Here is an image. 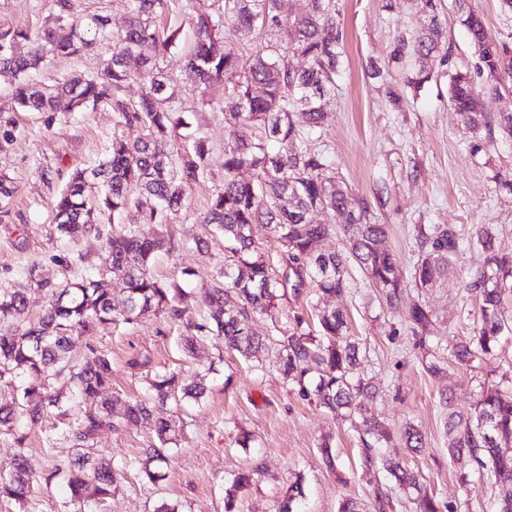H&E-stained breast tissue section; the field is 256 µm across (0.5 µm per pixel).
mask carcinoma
<instances>
[{
	"label": "carcinoma",
	"mask_w": 512,
	"mask_h": 512,
	"mask_svg": "<svg viewBox=\"0 0 512 512\" xmlns=\"http://www.w3.org/2000/svg\"><path fill=\"white\" fill-rule=\"evenodd\" d=\"M454 4L483 69L495 86L511 85L512 56L507 46L488 36L482 18L467 0ZM55 5L54 21L35 37L23 30H0V72L17 78L13 98L18 108L71 113L107 102L124 123L139 124L142 133L131 140L115 129L105 160L90 172L75 171L56 200L54 223L61 235L99 242V277H83L60 288L41 279L32 267L26 283L0 288V385L8 390L0 393V433L12 436L17 447L12 460L0 465V498L22 505L33 483L50 486L61 479L68 489L63 512H92L118 489L115 474L122 469L133 467L152 484L164 479L163 469L186 424L157 417L155 410L200 402L208 390L207 374L184 378L175 372H157L147 378L144 395L123 401L121 417L116 419L113 410L120 397L112 394L111 355L89 343L78 347L79 338L100 325L131 324L155 316L185 327L182 347L188 353L198 342L212 338L220 350L236 351L259 367L272 362L300 399L351 421L363 446L362 465L370 471L382 464L408 491L413 512H442V505L423 491L419 472L392 459L380 460L375 453L390 444L391 433L368 406L379 388L357 372L362 348L343 311L322 310L315 332L299 315L288 328L279 325L278 301L285 290L297 297L309 284L319 302L343 295L353 284L350 268L355 266L379 289L387 305H404L422 365L435 377L443 373V367L431 360L440 338L422 294L454 272L460 251L457 233L446 224L419 229L412 276L417 294L408 292L399 257L382 245L385 225L372 221L366 206H351L348 188L330 173L328 156L304 145L328 120L324 99L342 57L334 0H312L307 11L297 13L286 25L280 17L281 0H223L218 19L197 15L178 82L159 66L169 47L181 42V28L160 33L154 26L167 0H128L126 25L112 36L111 57L104 68L94 77L52 76L49 89L40 95L30 74L50 71L59 56L97 50L108 25L102 15L97 22L72 16L69 0H55ZM426 6L428 22L410 40L399 41L396 49L398 59L409 55L408 83L413 85L428 81L429 60L441 45L436 5L426 0ZM256 30L267 37L268 52L256 54L245 65L230 37L244 39ZM291 53L303 57L305 66L290 64ZM132 58L139 65L136 73L128 68ZM134 79L142 82L143 90L130 102L122 91ZM181 83L196 90L210 109L224 112L227 128L224 185L212 195L203 222L224 235L230 262L213 275V285L198 293L184 286V278L195 275L193 270L167 280L150 273L159 252L184 246L168 224L183 209L187 188L205 173L209 154L208 144L199 138L193 144L194 159L178 169L156 147L159 140L178 137L189 125L175 106ZM448 97L471 129L496 130L512 139V113L494 116L477 109L468 73L450 76ZM240 122L253 124L258 136L236 137ZM247 171L252 172L249 178L244 176ZM133 211L150 224L165 225V231L152 238L142 236L126 223ZM320 212L331 221L316 222L315 214ZM103 215L116 225L106 235L99 224ZM255 224L266 225L282 245L287 275L277 274L254 245ZM336 230L344 236V249L318 251L319 242ZM470 245L486 254L483 269L465 283L480 301V316L472 334L452 345V356L458 365L481 372L505 335L512 333V317L504 314L502 305L504 295L512 292V253L499 250L490 227L481 228ZM114 280L120 284L117 291L110 287ZM32 288L45 289L51 297L40 319L26 322L20 314ZM199 305L206 308V315L196 322L192 309ZM256 316L270 321L267 333L252 329ZM492 374L488 370L479 377L484 389L466 414L451 409L450 394H441L448 407V452L468 456L479 475L502 488L494 512H512V389L501 388L491 380ZM61 377L69 388L55 387ZM50 413L74 419L63 436L72 452L35 475L28 469L27 434L21 427H35ZM150 419L157 443L144 449L135 462L91 451L100 431H118L126 423ZM399 440L413 453L425 447L424 435L414 426L401 430ZM259 474L254 466L225 482L224 512H239L238 494ZM303 485L304 478L296 474L277 512H298Z\"/></svg>",
	"instance_id": "obj_1"
}]
</instances>
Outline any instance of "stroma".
Segmentation results:
<instances>
[{
    "mask_svg": "<svg viewBox=\"0 0 512 512\" xmlns=\"http://www.w3.org/2000/svg\"><path fill=\"white\" fill-rule=\"evenodd\" d=\"M436 4L450 52L437 54L429 81L416 89L407 82V60L395 59L394 51L399 38L411 37L427 22L423 0H335L342 67L325 99L329 122L320 138L309 143L328 155L333 176L351 191L353 203H366L373 221L385 225L384 245L400 256L406 276L417 258L418 230L432 224L452 226L464 238L492 226L502 252H512V140L464 126L448 99V74L456 69L469 73L480 108L492 114L512 113V87L492 91L451 0ZM55 10L54 0H0V29L37 34ZM13 83L10 75L0 73V176L10 177L14 186L12 197L0 205V286L24 281L33 265L54 284L94 275L92 264L77 263L76 256L94 253L96 242L61 236L54 206L75 170L93 168L103 158L117 117L106 106L72 114L23 112L12 99ZM176 106L191 113L192 125L185 136L160 141L159 149L179 165L192 159L195 138H206L211 152L173 227L184 239H207L209 249L160 255L151 272L164 279L185 268L195 270L191 285L198 288L226 258L222 236L212 235L202 222L224 181V115L203 106L188 90L180 92ZM483 262L480 250L462 249L455 275L425 296L444 345L472 332L480 303L464 281ZM325 304L347 314L366 351L360 370L380 387L373 413L392 430L410 423L425 437L421 453L395 442L385 456L418 469L424 490L451 512H490L499 487L475 475L468 457L449 458L444 428L449 410L466 413L473 407L477 380L450 355L443 359L442 377L425 371L402 313L388 308L365 279L356 278L348 294ZM181 334L177 326L153 317L106 324L89 338L111 353L112 389L125 396L141 395L150 371L188 374L199 364L215 367L201 403L166 410L184 418L187 427L165 479L152 484L135 470L120 471L118 491L94 512H153L162 499L180 502L183 512H224L225 480L252 464L260 465L262 475L243 490L242 512H276L299 473L305 479L300 512H338L345 498L375 512L381 490L391 496L394 512H411L406 493L385 472L364 471L349 421L299 399L274 372L253 367L234 352L219 354L212 341L186 355ZM448 389L453 392L449 408L440 401ZM64 429L53 416L29 429L25 453L33 472L70 455ZM243 431L253 437L246 449L236 443ZM326 435L332 436L338 459L333 471L319 449ZM153 440L149 423L128 425L100 432L93 452L130 460ZM65 498L62 484H37L25 504L1 499L0 512H63Z\"/></svg>",
    "mask_w": 512,
    "mask_h": 512,
    "instance_id": "1",
    "label": "stroma"
}]
</instances>
